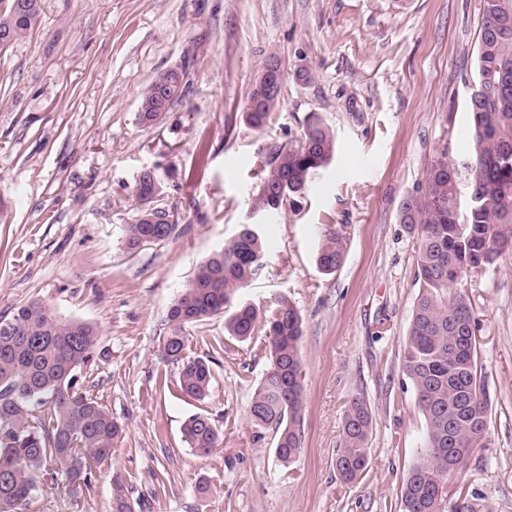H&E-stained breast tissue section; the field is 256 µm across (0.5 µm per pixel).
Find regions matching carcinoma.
Listing matches in <instances>:
<instances>
[{
  "label": "carcinoma",
  "mask_w": 512,
  "mask_h": 512,
  "mask_svg": "<svg viewBox=\"0 0 512 512\" xmlns=\"http://www.w3.org/2000/svg\"><path fill=\"white\" fill-rule=\"evenodd\" d=\"M39 0H8L0 11V34L16 43L39 25ZM477 93L466 104L470 114L472 165L468 205L460 210V176L448 147L438 150L425 178V190L403 199L401 223L420 237L417 278L420 283L403 351V371L416 392L426 420L420 459L402 483L401 512H471L468 502L447 504L449 479L488 431V402L476 352L477 317L462 282L472 273L494 266L512 252V92L503 99L497 84H512V0H483L475 61ZM248 96L246 120L268 123L281 94L256 106ZM335 152V136L314 120L295 144L275 142L261 157L260 189L255 211H274L287 198L306 189L313 170L327 165ZM160 179L144 172L134 189L138 206L126 225L131 252L170 238L177 230L173 212L159 205ZM342 234L329 227L317 251L318 267L336 271L345 257ZM266 255L263 235L243 224L224 247L201 262L167 312L171 324L164 355L180 366L179 387L203 401L213 378L212 361L185 354L186 328L233 308L224 333L239 340L264 331L266 373L250 404L256 424L276 434L274 455L287 464L298 453L302 434L304 388L300 362L303 321L286 297L261 311L248 302L234 303L248 286ZM98 345V331L76 320H62L42 302L17 307L0 319V512H20L38 482L61 475L71 484L90 485L92 478L124 436L122 425L87 390L77 371L88 365ZM372 411L361 397L344 411L341 448L334 465L345 484L358 482L369 466ZM184 442L206 456L220 440L212 417H189ZM113 512H132L123 485L114 484Z\"/></svg>",
  "instance_id": "1"
}]
</instances>
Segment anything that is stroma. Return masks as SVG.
I'll use <instances>...</instances> for the list:
<instances>
[{
  "label": "stroma",
  "mask_w": 512,
  "mask_h": 512,
  "mask_svg": "<svg viewBox=\"0 0 512 512\" xmlns=\"http://www.w3.org/2000/svg\"><path fill=\"white\" fill-rule=\"evenodd\" d=\"M41 24L0 51V317L32 300L96 327L81 371L125 428L91 487L41 481L27 512H112L115 480L144 512H400L426 432L402 371L419 288V240L399 221L439 149L470 150L465 102L477 80L480 0H40ZM281 105L256 129L244 114L269 54ZM186 70V94L151 125L143 95ZM309 81L296 79L299 68ZM335 134L316 169L262 230L268 256L239 300L303 319L302 447L284 465L249 408L268 364L262 335L239 342L216 315L188 327L186 353L212 359L204 402L184 396L163 356L168 307L196 266L252 223L259 163L312 120ZM163 186L176 234L129 252L125 227L143 172ZM346 238L322 273L321 234ZM478 318L488 434L449 482L473 512H512V253L464 283ZM373 413L356 484L334 467L348 401ZM209 412L220 444L201 457L182 427ZM207 494H198L199 483Z\"/></svg>",
  "instance_id": "1"
}]
</instances>
